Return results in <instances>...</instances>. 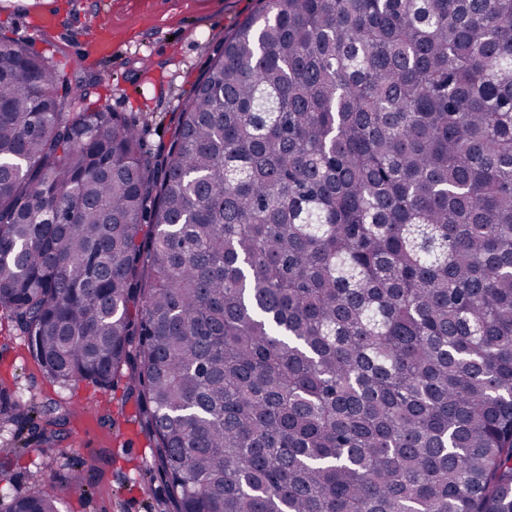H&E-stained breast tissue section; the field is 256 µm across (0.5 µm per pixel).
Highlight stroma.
Returning <instances> with one entry per match:
<instances>
[{"label": "stroma", "mask_w": 512, "mask_h": 512, "mask_svg": "<svg viewBox=\"0 0 512 512\" xmlns=\"http://www.w3.org/2000/svg\"><path fill=\"white\" fill-rule=\"evenodd\" d=\"M261 0H0V32L29 43L70 75L95 78L91 99L113 111L148 118L145 140L155 150L171 140V118L182 110L217 46ZM103 30L111 54L83 39ZM0 387L26 401L54 399L75 408L61 446L29 438L0 482V512L12 496L79 466L90 487L61 484L60 512H168L160 481L150 480V441L124 385L51 382L31 358L19 328L0 313Z\"/></svg>", "instance_id": "35a3bbf8"}]
</instances>
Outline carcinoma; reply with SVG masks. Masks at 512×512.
Segmentation results:
<instances>
[{
  "label": "carcinoma",
  "mask_w": 512,
  "mask_h": 512,
  "mask_svg": "<svg viewBox=\"0 0 512 512\" xmlns=\"http://www.w3.org/2000/svg\"><path fill=\"white\" fill-rule=\"evenodd\" d=\"M262 2L155 153L0 36V311L173 512H512V0Z\"/></svg>",
  "instance_id": "cac0c4a2"
}]
</instances>
